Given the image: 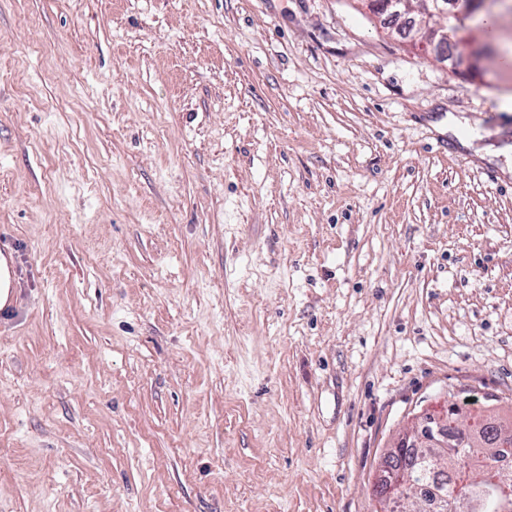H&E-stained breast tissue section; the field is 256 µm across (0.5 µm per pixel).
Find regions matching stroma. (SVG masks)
<instances>
[{
    "label": "stroma",
    "instance_id": "35a3bbf8",
    "mask_svg": "<svg viewBox=\"0 0 512 512\" xmlns=\"http://www.w3.org/2000/svg\"><path fill=\"white\" fill-rule=\"evenodd\" d=\"M493 15L465 77L357 0H0V512H371L412 415L512 422ZM17 280L18 267L15 262L7 261L6 266L1 268L0 258V326L3 327L5 313L11 311L17 303ZM2 292L6 293L4 305H1Z\"/></svg>",
    "mask_w": 512,
    "mask_h": 512
}]
</instances>
